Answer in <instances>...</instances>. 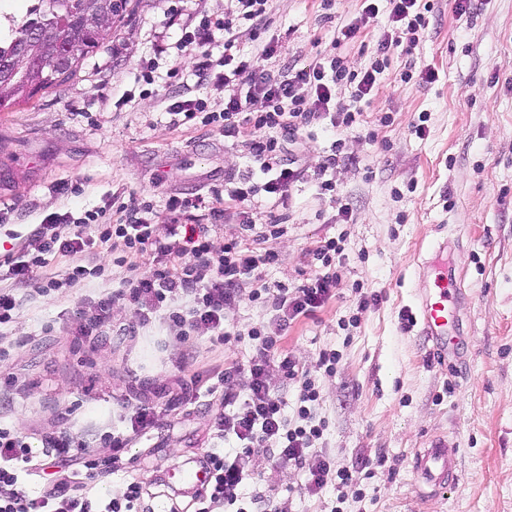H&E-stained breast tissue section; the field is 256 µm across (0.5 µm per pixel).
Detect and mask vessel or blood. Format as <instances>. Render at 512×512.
<instances>
[{
	"label": "vessel or blood",
	"mask_w": 512,
	"mask_h": 512,
	"mask_svg": "<svg viewBox=\"0 0 512 512\" xmlns=\"http://www.w3.org/2000/svg\"><path fill=\"white\" fill-rule=\"evenodd\" d=\"M421 273L430 285L419 291L415 323L421 335L430 342L433 357L443 361L454 348L449 333L460 330L456 314L458 293L452 286L453 276L447 266L427 261ZM413 470L419 484L435 491L446 489L457 477L456 463L441 438L433 439L427 447L415 452Z\"/></svg>",
	"instance_id": "vessel-or-blood-1"
}]
</instances>
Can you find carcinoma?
<instances>
[{
	"instance_id": "1",
	"label": "carcinoma",
	"mask_w": 512,
	"mask_h": 512,
	"mask_svg": "<svg viewBox=\"0 0 512 512\" xmlns=\"http://www.w3.org/2000/svg\"><path fill=\"white\" fill-rule=\"evenodd\" d=\"M131 0H33L25 19L0 38V61L14 56L23 37L33 28L47 27L56 34L27 43L28 55L42 61L19 65L8 80L0 82V112L28 103L39 93L60 85L88 54L112 38L128 14Z\"/></svg>"
}]
</instances>
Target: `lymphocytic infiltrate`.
Wrapping results in <instances>:
<instances>
[{"mask_svg": "<svg viewBox=\"0 0 512 512\" xmlns=\"http://www.w3.org/2000/svg\"><path fill=\"white\" fill-rule=\"evenodd\" d=\"M268 0H235L223 17L204 20L190 31H183L178 48L192 56L194 70L205 81L224 89V111L218 115L204 112L199 98L178 97L168 106L170 123L178 127L191 122L218 127L224 137L237 139L242 128H250L253 139L248 157L264 174L261 184L243 175L224 192L211 196H173L166 202L171 216L168 224L155 222L151 203L126 210L118 223H100L99 213L89 212L74 218L72 213H53L43 218L32 231L33 249H22L0 260V329L8 326L20 307L17 287L36 285L47 294L62 288L64 280H78L88 273H101V266H73L67 279L46 274L50 260L60 254L85 256L95 243H116L124 253L148 256L150 270L139 273L129 266L121 288L99 297L87 308L78 310L82 333L91 336L109 321L116 302L126 300L135 305L138 324L119 326L124 336H136L139 326L148 325L153 315H160L178 332V341H188L194 333H213L217 341L230 342L232 333L224 324V311L238 302L242 290L259 266L274 263L272 251H259L256 243L279 231L275 224H258L243 217L242 236L215 243L210 224H187L183 218L194 210L207 209L212 222L222 221L230 210L248 197L264 194L272 207H279L291 186L304 177L296 160L284 155L287 143L321 121L343 130L356 124L362 114L361 103L378 88L383 73L382 59L401 46H415L416 34L426 24L419 0H386L393 31L380 35L373 47L375 55L364 71L349 72L337 60L321 61L298 67L285 64L281 71L266 69L267 60L282 56L285 48L275 39L263 42L249 54L235 51L241 21L260 26L265 21ZM224 34V54L213 59L210 46L216 32ZM354 84L351 102L335 105L336 90L342 83ZM88 224L91 234L71 231L74 222ZM342 249L335 241L312 249L310 272L296 287L276 284L253 291L250 299L271 306L279 330L290 321L312 315L336 295L340 278L336 257ZM254 353L245 361L235 360L216 373L215 384L202 386L200 377L179 380L186 392L206 390L223 392L224 398L213 418L215 439L220 445L209 451L205 465L213 476L196 502V512H285L283 503L260 492L243 496V486L254 479L257 470L255 449H265L269 461L283 467L305 469V493L322 491L332 479L347 484L357 478L356 468L337 467L336 461L317 442L325 429L318 419L315 403L319 397L315 381L303 370L299 360L278 347V339L250 332ZM277 363L285 379L298 388L296 419L286 413L287 401L272 392L266 373L270 363ZM129 433L147 434L156 425L152 407L141 404L129 416ZM129 433L105 436L112 450L104 461H84L73 453L75 442L68 431L46 437L42 453L56 463L66 464L64 478L39 497H31L21 476L30 464L34 451L21 431L0 427V512H136L142 489L129 482L122 498L106 502L91 500L86 485L79 480V469H103L111 473L122 465V451Z\"/></svg>", "mask_w": 512, "mask_h": 512, "instance_id": "lymphocytic-infiltrate-1", "label": "lymphocytic infiltrate"}]
</instances>
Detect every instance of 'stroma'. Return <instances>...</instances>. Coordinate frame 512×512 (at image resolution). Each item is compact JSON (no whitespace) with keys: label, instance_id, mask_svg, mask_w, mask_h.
<instances>
[{"label":"stroma","instance_id":"stroma-1","mask_svg":"<svg viewBox=\"0 0 512 512\" xmlns=\"http://www.w3.org/2000/svg\"><path fill=\"white\" fill-rule=\"evenodd\" d=\"M428 27L411 52L395 51L357 129L314 128L291 145L307 170H316L333 141L357 157L330 178L333 190L307 177L289 191L279 238L266 246L279 260L259 267L264 282L301 284L304 255L332 238L342 248L335 299L292 322L282 345L313 371L317 412L326 423L320 441L337 467L359 465L356 482L301 494L304 470L277 468L259 448L263 491L288 512H512V0H483L473 17L456 16L451 0H427ZM134 10L111 42L89 54L66 83L34 103L0 112V257L16 252L20 237L54 212L82 216L111 197L163 211L169 197L209 195L225 175L247 170L245 141L218 130L174 128L170 90L224 109V93L203 85L192 60L175 42L182 28L222 16L226 0H132ZM361 21L356 39L337 41L341 25ZM260 34L241 27L238 45L283 41L289 62L304 66L337 57L351 71L368 67L371 48L392 24L387 11L363 12V0H269ZM166 53L155 54L156 45ZM180 66L177 78L168 71ZM432 69L435 81L422 80ZM69 192H60V184ZM350 207L342 220L339 203ZM448 242L444 259L461 290L463 333L458 354L445 363L427 354L414 313L421 260ZM105 271L58 292H29L0 339V425L27 434L39 470L28 476L33 494L54 478L41 455L43 438L68 430L78 454L99 458V438L119 426L139 399L156 406L157 427L133 439L123 467L96 474L93 496L137 481L155 502L189 512L194 490L173 474L194 467L216 446L208 398H178V376H209L225 361L248 359V332L275 333L272 311L241 299L226 309L237 337L222 344L201 333L193 357L181 365L182 346L162 320L119 336L116 326L137 321L119 304L112 322L84 336L76 311L112 293L127 274L112 254ZM382 297L361 308L365 293ZM338 355L336 371H317L320 351ZM444 438L458 477L431 493L415 481L416 449Z\"/></svg>","mask_w":512,"mask_h":512}]
</instances>
